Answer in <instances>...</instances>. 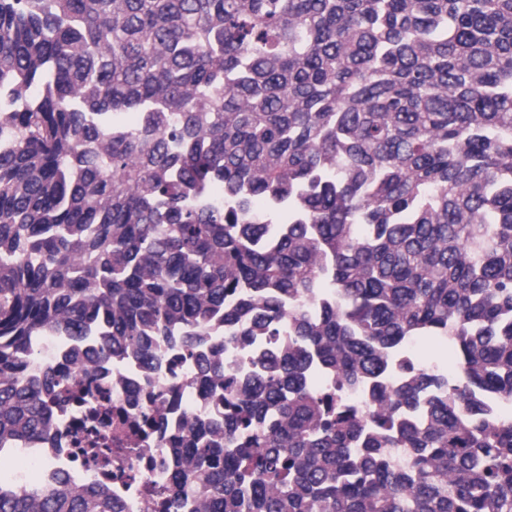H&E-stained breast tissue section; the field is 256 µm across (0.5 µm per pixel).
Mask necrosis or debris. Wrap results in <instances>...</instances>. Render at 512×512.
Segmentation results:
<instances>
[{
	"instance_id": "necrosis-or-debris-1",
	"label": "necrosis or debris",
	"mask_w": 512,
	"mask_h": 512,
	"mask_svg": "<svg viewBox=\"0 0 512 512\" xmlns=\"http://www.w3.org/2000/svg\"><path fill=\"white\" fill-rule=\"evenodd\" d=\"M62 369L68 374L67 389L93 391L99 386L93 370L66 367L60 339L54 336L43 338L38 344L35 363L29 370L30 376L40 377ZM140 375L135 361L116 362L112 365V382L104 387L114 411L110 465L93 464L77 453L74 440L83 427L85 407L72 402L56 403L49 412L46 437L15 448H0V460L20 459L38 466V476L34 479L24 471H14L11 475L14 485L27 486L34 480L47 485L64 476L77 487L105 485L111 489L123 512H165V500L157 494L158 489L166 485L158 470L159 439L142 435L134 418L121 416L122 411L129 408V387Z\"/></svg>"
}]
</instances>
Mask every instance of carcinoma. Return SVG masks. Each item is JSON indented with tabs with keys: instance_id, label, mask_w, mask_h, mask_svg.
<instances>
[{
	"instance_id": "carcinoma-1",
	"label": "carcinoma",
	"mask_w": 512,
	"mask_h": 512,
	"mask_svg": "<svg viewBox=\"0 0 512 512\" xmlns=\"http://www.w3.org/2000/svg\"><path fill=\"white\" fill-rule=\"evenodd\" d=\"M43 336L192 362L138 387L175 512H512V0H0V448L46 434ZM0 512L122 507L0 473ZM420 346L414 351L418 359H425L429 364H436L453 377L457 372V356L444 342L422 338L418 340ZM190 375L191 367L184 361L177 359L171 348L164 351L155 375L157 381L165 382L176 376L188 378Z\"/></svg>"
}]
</instances>
